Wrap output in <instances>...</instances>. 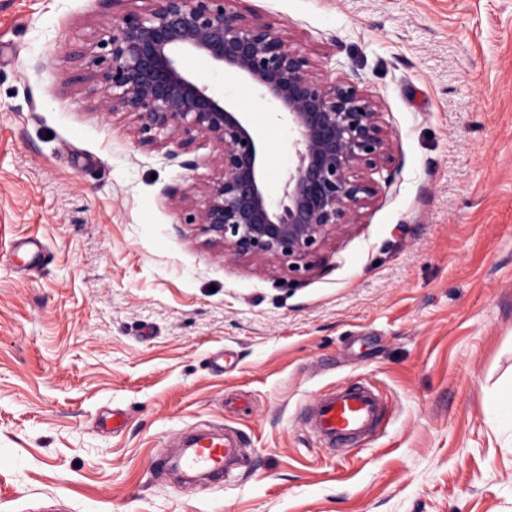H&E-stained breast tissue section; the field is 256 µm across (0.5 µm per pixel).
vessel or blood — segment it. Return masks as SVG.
I'll return each mask as SVG.
<instances>
[{"label": "vessel or blood", "mask_w": 512, "mask_h": 512, "mask_svg": "<svg viewBox=\"0 0 512 512\" xmlns=\"http://www.w3.org/2000/svg\"><path fill=\"white\" fill-rule=\"evenodd\" d=\"M383 417L379 394L367 386H339L312 400L305 420L325 447L346 448L372 434ZM241 438L204 433L183 443L177 461L185 475L223 478L236 463Z\"/></svg>", "instance_id": "vessel-or-blood-1"}]
</instances>
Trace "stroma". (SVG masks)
I'll list each match as a JSON object with an SVG mask.
<instances>
[{
  "instance_id": "35a3bbf8",
  "label": "stroma",
  "mask_w": 512,
  "mask_h": 512,
  "mask_svg": "<svg viewBox=\"0 0 512 512\" xmlns=\"http://www.w3.org/2000/svg\"><path fill=\"white\" fill-rule=\"evenodd\" d=\"M241 7L372 95L394 143L361 223L298 280L185 223L208 142L140 145L70 86L110 0H0V512H512V0ZM183 65L248 112L278 196L295 156L273 104ZM26 237L31 268L8 250ZM344 384L388 412L335 454L304 411ZM205 428L241 433L232 475L157 466Z\"/></svg>"
}]
</instances>
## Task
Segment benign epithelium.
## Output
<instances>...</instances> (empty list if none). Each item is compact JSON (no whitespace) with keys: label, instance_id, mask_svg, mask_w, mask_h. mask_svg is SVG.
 Here are the masks:
<instances>
[{"label":"benign epithelium","instance_id":"7a95c632","mask_svg":"<svg viewBox=\"0 0 512 512\" xmlns=\"http://www.w3.org/2000/svg\"><path fill=\"white\" fill-rule=\"evenodd\" d=\"M112 24L108 38L73 52L87 86L106 111L132 117L138 140L176 142L191 152L213 145L219 174L185 223L227 258L281 260L302 275L331 236L357 224L375 194L371 175L394 160L379 104L348 81H329L311 54L237 0H148ZM199 54L248 79L293 134L295 166L279 201L263 176L259 136L236 103L187 72Z\"/></svg>","mask_w":512,"mask_h":512}]
</instances>
